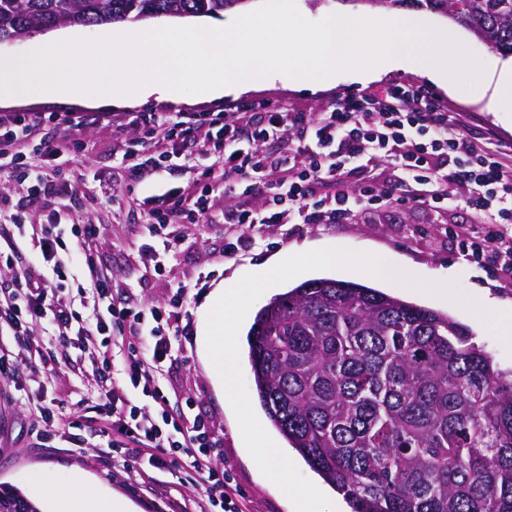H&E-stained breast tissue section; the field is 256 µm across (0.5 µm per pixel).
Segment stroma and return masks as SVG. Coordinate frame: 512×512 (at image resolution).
Here are the masks:
<instances>
[{
	"instance_id": "1",
	"label": "stroma",
	"mask_w": 512,
	"mask_h": 512,
	"mask_svg": "<svg viewBox=\"0 0 512 512\" xmlns=\"http://www.w3.org/2000/svg\"><path fill=\"white\" fill-rule=\"evenodd\" d=\"M424 82V76L412 70L395 71L367 84L342 73L330 89L313 92L291 88L287 79L281 78L238 96L211 100L200 94L187 95L176 103L152 98L140 109L230 115L238 105L252 102L315 118L344 93H369L401 83ZM429 89L448 105L453 118L468 134L489 137L494 149L512 154V118L472 102L467 89L460 86L447 91L433 83ZM3 112L87 115L92 122L52 128L54 140L77 142L81 149L46 162V170L60 191L41 203L29 204V186L0 173V215L14 214L27 225L57 224L65 230L77 218L97 224V263L111 270L115 289L133 295L146 308L168 304L178 282L195 284L197 278H204V287L195 285L177 309L180 336L174 343L175 363L168 388L178 399H191L193 413L212 422L219 440V458L231 463L237 483L248 495L250 512L287 509L278 492L261 479L243 443L235 414L218 390L221 377L201 346L200 333L206 320L198 308L219 284L260 272L275 256L336 247L371 254L403 269L404 280L394 286L370 279L364 272L340 268L325 270L324 275L374 287L448 315L473 330L475 342L491 355L496 368L512 372V343L504 342L491 324L500 305H512V281L500 276L494 267L474 263L461 243L462 236L481 231L489 215L459 202L445 210L393 203L354 213L343 224H307L295 217L284 232L275 226L239 228L242 246L235 252L228 249L230 238L223 225L189 224L164 271L158 274L141 259L149 218L136 201L159 184L193 190L202 172L212 165V157L203 148H194L171 159L169 167L138 182L120 164L124 150L140 138L139 131L117 126L116 120L125 115V108H109V121L100 123L95 119L96 108L49 99L36 91L1 98ZM454 225L461 227V236L449 235L448 229ZM61 259L67 271L62 280L51 276L39 251H26L24 267L48 276L51 287L61 294L77 298L75 277L81 272L83 258L70 250L62 252ZM443 277L448 280V294L439 297L428 285ZM33 334L42 345V359L21 365L15 375H0V482L15 485L32 498L44 472L56 471L64 480L71 472L79 471L97 492L130 501L135 512H171L173 503L193 497L194 486L174 476L165 485L146 488L123 459L103 452L102 437L86 427L74 407L93 381L92 351L72 348L69 339L59 336L45 321L34 325ZM43 401L55 404V419L36 417L35 408Z\"/></svg>"
}]
</instances>
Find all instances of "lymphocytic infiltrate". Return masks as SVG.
Wrapping results in <instances>:
<instances>
[{
	"label": "lymphocytic infiltrate",
	"mask_w": 512,
	"mask_h": 512,
	"mask_svg": "<svg viewBox=\"0 0 512 512\" xmlns=\"http://www.w3.org/2000/svg\"><path fill=\"white\" fill-rule=\"evenodd\" d=\"M64 121L53 113H1L0 170L40 192L46 178L42 159L54 150L46 131ZM124 123L139 128L146 139L167 142L171 156L190 145L214 154L225 189L239 197L235 208L219 215V223L228 228L281 225L294 209L336 224L354 212L394 202L445 208L458 199L454 189H462L459 199L467 207L494 217L482 235L463 239V247L476 263L494 266L512 279V244L498 231L499 225L512 223V155L490 150L485 142L454 129L447 107L424 87L401 84L380 92L345 94L315 121L303 112L242 105L230 121L219 114L180 112L130 114ZM291 129L298 141L293 155L259 151V144L282 139ZM386 164L394 177L375 188V173ZM271 169L281 170L282 176L270 186L265 177ZM329 185L336 186V194H324ZM210 193L208 184L192 197L170 187L139 199L153 219L147 227L149 240L141 246L144 264L163 269L183 227L209 216ZM260 194L265 197L262 206H254ZM70 232L73 239L67 242L55 225L41 224L31 239L57 277L66 275L59 262L66 244H73L85 258L82 288L93 305L78 345L98 352L93 395L103 401L99 418L106 448L142 466L143 480L151 485L159 484L160 473L186 465L201 494L180 512H248L247 495L231 467H220L214 459L217 440L210 422L184 413L172 415L163 388L172 366L173 308L181 304L188 284L177 283L170 305L141 308L129 297L113 294L111 273L95 261L96 225L77 223ZM75 318L71 302L51 297L49 283L41 276L25 273L16 289H0V374L15 371L23 353L38 352L31 322L49 321L64 336ZM119 350L127 358L117 370L113 364Z\"/></svg>",
	"instance_id": "1"
}]
</instances>
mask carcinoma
<instances>
[{"label": "carcinoma", "mask_w": 512, "mask_h": 512, "mask_svg": "<svg viewBox=\"0 0 512 512\" xmlns=\"http://www.w3.org/2000/svg\"><path fill=\"white\" fill-rule=\"evenodd\" d=\"M236 0H0V39L63 26L219 17ZM418 6L512 55V0ZM471 329L376 288L306 280L248 332L270 421L353 512H512V379ZM0 512H42L0 483Z\"/></svg>", "instance_id": "cac0c4a2"}]
</instances>
